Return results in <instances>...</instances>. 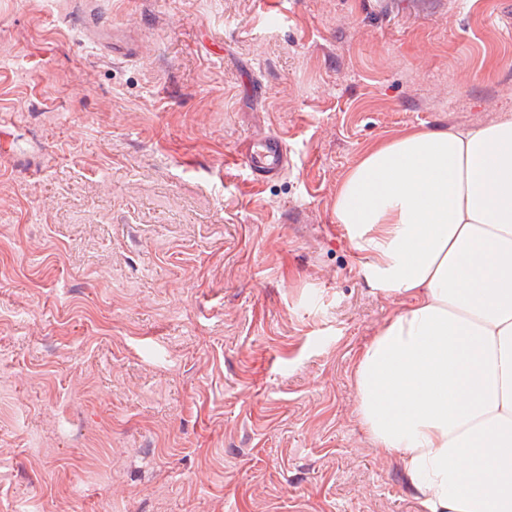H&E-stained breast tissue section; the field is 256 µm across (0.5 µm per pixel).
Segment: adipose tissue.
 <instances>
[{"mask_svg":"<svg viewBox=\"0 0 512 512\" xmlns=\"http://www.w3.org/2000/svg\"><path fill=\"white\" fill-rule=\"evenodd\" d=\"M407 308L360 352L358 412L425 512H512V117L364 155L335 202Z\"/></svg>","mask_w":512,"mask_h":512,"instance_id":"1","label":"adipose tissue"}]
</instances>
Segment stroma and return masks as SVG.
<instances>
[{"label":"stroma","instance_id":"obj_1","mask_svg":"<svg viewBox=\"0 0 512 512\" xmlns=\"http://www.w3.org/2000/svg\"><path fill=\"white\" fill-rule=\"evenodd\" d=\"M506 113V0H0V512H423L336 195ZM243 164L256 181L278 179L288 168V149L275 134L254 137L247 144Z\"/></svg>","mask_w":512,"mask_h":512}]
</instances>
